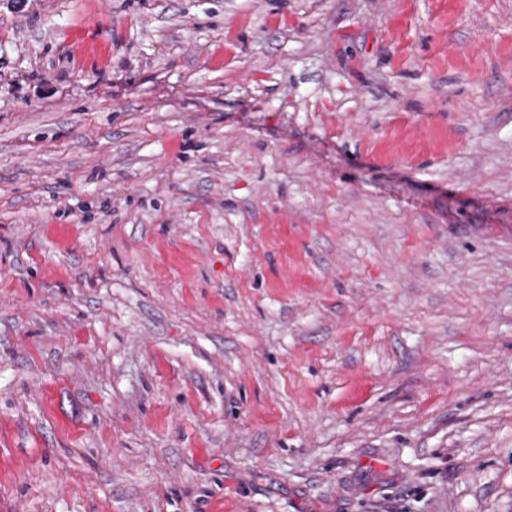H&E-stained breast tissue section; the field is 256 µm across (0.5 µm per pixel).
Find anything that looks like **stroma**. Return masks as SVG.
Wrapping results in <instances>:
<instances>
[{
	"instance_id": "stroma-1",
	"label": "stroma",
	"mask_w": 512,
	"mask_h": 512,
	"mask_svg": "<svg viewBox=\"0 0 512 512\" xmlns=\"http://www.w3.org/2000/svg\"><path fill=\"white\" fill-rule=\"evenodd\" d=\"M0 512H512V0H0Z\"/></svg>"
}]
</instances>
